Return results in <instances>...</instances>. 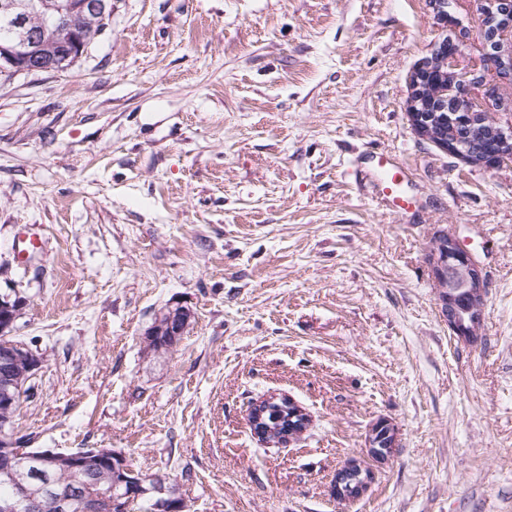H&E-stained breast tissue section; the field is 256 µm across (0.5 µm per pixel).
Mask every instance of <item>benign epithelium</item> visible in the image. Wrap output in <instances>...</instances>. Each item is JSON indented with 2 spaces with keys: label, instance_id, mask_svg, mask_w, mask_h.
<instances>
[{
  "label": "benign epithelium",
  "instance_id": "obj_1",
  "mask_svg": "<svg viewBox=\"0 0 512 512\" xmlns=\"http://www.w3.org/2000/svg\"><path fill=\"white\" fill-rule=\"evenodd\" d=\"M39 9L51 18V24L33 27L27 23L26 12ZM112 11V0H78L74 4L63 5L58 0H6L0 5V15L12 27L10 39L0 43V70L18 73H37L67 70L80 59L85 34L84 21L105 16ZM463 45L455 43L448 49V37H443L433 46L425 69L437 70L444 81L442 93H450L457 99L459 121L466 122L475 112L487 109L491 101L498 98L499 85L494 79L479 77V73L460 67L459 58ZM484 86L481 100L469 97V88L475 83ZM414 102H407L409 119L422 134V137L438 148L452 154H459L455 146L439 140L432 125L421 123L422 117L412 110ZM503 146L507 150L500 153L491 163L496 168L512 163V124L497 125ZM435 278L439 288V301L448 317V326L460 339L470 341L471 333L460 320L458 308L461 304L470 305L469 313L473 321L482 319L486 290L480 269L473 257L465 251L453 236L441 243L440 250L434 253ZM0 304V332L12 328L17 313L8 303ZM188 311L163 312L158 316L154 328L146 332L148 336L166 334L177 340L183 335L188 324ZM44 363L41 354L23 343L0 345V434L5 436L4 454H0V479L15 486V498L0 502V512H43L47 508L55 512H69L74 501L80 502L81 512H99L102 495L90 488L81 490L79 497L49 498L43 489L37 488L27 478L20 466L35 457L46 463H54L60 468L80 474L93 465L106 463L112 467L126 464L125 455L112 448H91L78 453L37 451L25 448L6 435L16 409L24 394L26 385L37 375ZM378 428L374 427L368 438V455L375 461L386 460L395 453L393 448L377 447ZM371 470L356 460H349L336 472V500L350 502L360 498L368 489ZM132 491H120L109 499L112 512H131V507L143 497L153 495L155 512H185L183 500L175 492L151 482V478L139 475L129 480Z\"/></svg>",
  "mask_w": 512,
  "mask_h": 512
}]
</instances>
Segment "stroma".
Here are the masks:
<instances>
[{
  "label": "stroma",
  "mask_w": 512,
  "mask_h": 512,
  "mask_svg": "<svg viewBox=\"0 0 512 512\" xmlns=\"http://www.w3.org/2000/svg\"><path fill=\"white\" fill-rule=\"evenodd\" d=\"M112 5L72 68L0 75V294L45 358L13 438L121 451L186 512H512V166L411 127L406 76L446 33L427 0ZM480 7L454 0L467 69ZM381 150L413 213L373 197ZM443 235L485 277L474 342L438 300ZM175 306L185 334L149 352ZM271 394L306 409L297 440L252 434ZM380 421L397 452L338 503ZM416 102H412L411 100L407 102V112L409 119L412 123H414L417 127V129L422 134V137L431 143H433L438 148L442 149L443 151L448 152L452 155H458L459 150L457 148V145L455 146H448L446 143L439 140V135H436L434 132V129L432 128V125H425L421 123L422 116H418L417 112H414V110L411 109L412 106H414ZM188 311L180 308L177 312L170 309V313L163 311L158 316V321L154 328L145 333L146 349L153 353H168L173 347L179 336H182L190 319L186 316ZM166 317L164 322L161 320ZM166 334L165 336H162ZM166 336H171L173 342L166 340ZM179 341V340H178ZM178 341L176 343H178ZM357 460H349L336 472V500L350 502L360 498L368 489L371 479V470ZM349 475L346 482L347 488H343L342 477Z\"/></svg>",
  "instance_id": "obj_1"
}]
</instances>
